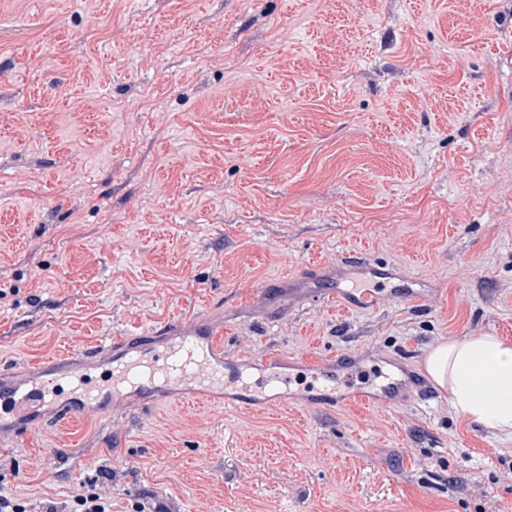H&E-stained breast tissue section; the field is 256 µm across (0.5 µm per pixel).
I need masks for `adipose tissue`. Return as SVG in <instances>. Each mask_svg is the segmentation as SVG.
<instances>
[{"instance_id": "adipose-tissue-1", "label": "adipose tissue", "mask_w": 512, "mask_h": 512, "mask_svg": "<svg viewBox=\"0 0 512 512\" xmlns=\"http://www.w3.org/2000/svg\"><path fill=\"white\" fill-rule=\"evenodd\" d=\"M425 368L457 413L512 435V345L492 335L452 340L430 352Z\"/></svg>"}]
</instances>
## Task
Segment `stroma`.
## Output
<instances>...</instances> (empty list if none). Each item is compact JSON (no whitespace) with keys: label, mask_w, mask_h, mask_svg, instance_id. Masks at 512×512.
Segmentation results:
<instances>
[{"label":"stroma","mask_w":512,"mask_h":512,"mask_svg":"<svg viewBox=\"0 0 512 512\" xmlns=\"http://www.w3.org/2000/svg\"><path fill=\"white\" fill-rule=\"evenodd\" d=\"M512 0H0V373L224 325L288 407L126 398L0 422V490L67 512H512V436L442 343L512 341ZM389 269L365 308L319 294ZM267 287L265 301L250 292ZM386 405H309L305 362ZM72 508L69 512H112V503L97 493L95 485L91 484L83 493L74 496Z\"/></svg>","instance_id":"obj_1"}]
</instances>
